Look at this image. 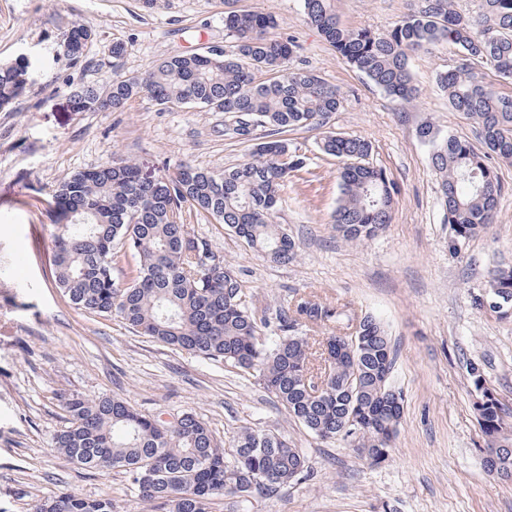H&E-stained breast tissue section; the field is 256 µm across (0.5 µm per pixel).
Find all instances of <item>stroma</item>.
Here are the masks:
<instances>
[{
  "mask_svg": "<svg viewBox=\"0 0 512 512\" xmlns=\"http://www.w3.org/2000/svg\"><path fill=\"white\" fill-rule=\"evenodd\" d=\"M236 8L277 17L278 37L294 38L295 65L340 88L331 130L370 142L369 161L396 189L393 220L374 240L351 245L336 235V158L315 129L287 132L301 143L303 169L281 193L277 223L299 245L295 261L257 256L230 231L189 217L262 307L315 291L379 319L399 347L394 383L404 414L391 456L375 464L351 441L325 444L295 422L254 380L223 365L133 334L117 317L72 307L55 288L48 257L57 222L51 195L72 174L131 160L152 176L178 165L224 170L253 144L225 135L230 117L208 109H160L131 100L121 112H78L76 88L103 85L114 70L134 75L175 54L205 52L224 41V0H0V65L31 62L25 91L0 109V512H34L46 498L71 493L109 498L117 512H150L122 472L84 470L52 446L65 425L62 396L112 395L146 415L188 411L216 438L244 427L278 433L301 448L310 477L254 499L248 512H512V482L484 467L487 442L469 375L478 366L512 413V319L480 307L489 272L512 262V164L497 167L503 185L496 224L452 246L442 222L432 148L421 126L475 138L437 79L460 59L442 43L412 60L416 105L403 107L339 60L305 18L302 0H236ZM342 23L384 31L409 0H336ZM93 31L82 57L64 55L73 25ZM125 51L113 62V43Z\"/></svg>",
  "mask_w": 512,
  "mask_h": 512,
  "instance_id": "obj_1",
  "label": "stroma"
}]
</instances>
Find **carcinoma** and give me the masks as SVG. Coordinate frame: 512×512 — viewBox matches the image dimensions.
<instances>
[{
	"label": "carcinoma",
	"instance_id": "obj_1",
	"mask_svg": "<svg viewBox=\"0 0 512 512\" xmlns=\"http://www.w3.org/2000/svg\"><path fill=\"white\" fill-rule=\"evenodd\" d=\"M410 2L383 32L343 26L336 0H303V7L338 57L401 105L417 95L412 56L440 42L458 47L462 62L438 82L450 106L475 125L483 149L456 135L441 137L429 125L419 130L432 147L443 223L458 243L496 223L503 186L492 160L512 163V95L481 71L512 80V0H482L476 17L458 12L455 0ZM276 26L267 13L226 11L221 52L169 56L139 74L117 72L106 85L73 92L79 112H121L130 100L146 98L163 109L229 113L234 122L224 132L255 146L222 171L183 167L148 179L122 160L73 174L52 194L55 286L82 312L115 315L140 336L253 378L321 441L349 438L368 459H386L404 404L393 384L397 349L381 323L318 294L286 299L273 312L256 306L236 273L184 222L186 215L210 217L275 263L297 256L294 238L275 215L281 188L305 166V156L280 135L326 126L343 97L293 65L296 42L271 35ZM90 33L73 26L64 54L80 57ZM30 75L24 56L0 67V108L18 98ZM320 148L339 162L336 232L348 244L373 239L392 222L395 191L386 171L367 162L370 143L326 131ZM488 288L489 298L504 304L499 317L508 318L511 263L490 271ZM469 374L480 392L485 468L512 480V425L479 368ZM62 409L66 424L53 446L83 469L122 471L159 512H213L224 496L245 505L309 471L303 453L272 432L245 428L230 440L228 453L191 412L163 421L122 398L74 393L63 397ZM36 512H114V504L63 494L45 499Z\"/></svg>",
	"mask_w": 512,
	"mask_h": 512
}]
</instances>
